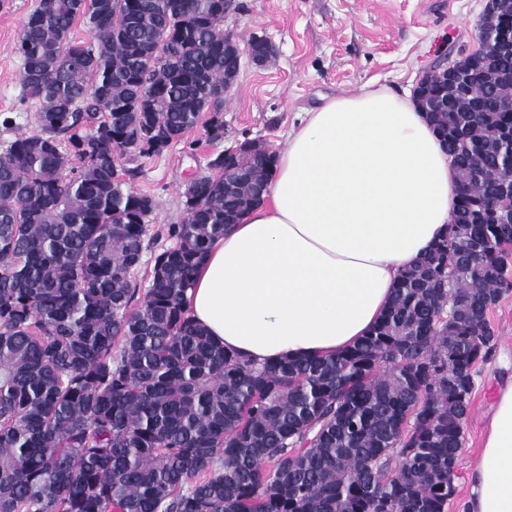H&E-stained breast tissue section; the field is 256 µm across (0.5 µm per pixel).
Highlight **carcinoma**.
<instances>
[{
    "instance_id": "obj_1",
    "label": "carcinoma",
    "mask_w": 512,
    "mask_h": 512,
    "mask_svg": "<svg viewBox=\"0 0 512 512\" xmlns=\"http://www.w3.org/2000/svg\"><path fill=\"white\" fill-rule=\"evenodd\" d=\"M83 21L87 41L73 39ZM221 0H38L14 52L36 129L0 149V512H448L486 310L512 291L511 224L479 223L512 124V55L473 51L472 90L435 121L458 202L382 320L325 359L257 366L185 308L210 243L255 201L270 156L223 155L185 188L190 220L133 272L152 198L120 159L160 151L212 113L224 127ZM482 242L479 257L471 248Z\"/></svg>"
}]
</instances>
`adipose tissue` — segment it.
<instances>
[{
	"mask_svg": "<svg viewBox=\"0 0 512 512\" xmlns=\"http://www.w3.org/2000/svg\"><path fill=\"white\" fill-rule=\"evenodd\" d=\"M456 183L409 95L325 101L275 153L263 197L207 250L186 296L191 318L258 365L344 351L445 235ZM462 512H512V379L497 385Z\"/></svg>",
	"mask_w": 512,
	"mask_h": 512,
	"instance_id": "ef3b65f1",
	"label": "adipose tissue"
}]
</instances>
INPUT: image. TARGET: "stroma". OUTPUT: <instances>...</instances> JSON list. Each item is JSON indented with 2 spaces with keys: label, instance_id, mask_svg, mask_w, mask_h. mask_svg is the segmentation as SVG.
Segmentation results:
<instances>
[{
  "label": "stroma",
  "instance_id": "1",
  "mask_svg": "<svg viewBox=\"0 0 512 512\" xmlns=\"http://www.w3.org/2000/svg\"><path fill=\"white\" fill-rule=\"evenodd\" d=\"M36 4L0 0V116L17 123L13 129L0 125V143L35 128L33 112L21 102L22 66L13 46ZM485 6L486 0H233L225 32L242 43L267 37L274 55L261 68L243 64L224 99L223 139L209 140L205 112L196 127L161 152L120 162L128 186L154 201L147 248L134 272L140 287L150 284L155 256L173 244L169 225L185 218L187 179L210 174L217 154L245 140L282 149L305 112L328 98L369 86L400 92L416 85L439 60L453 61L477 48ZM488 319L497 342L475 379L448 512L462 510L494 387L512 376V292L501 297Z\"/></svg>",
  "mask_w": 512,
  "mask_h": 512
}]
</instances>
